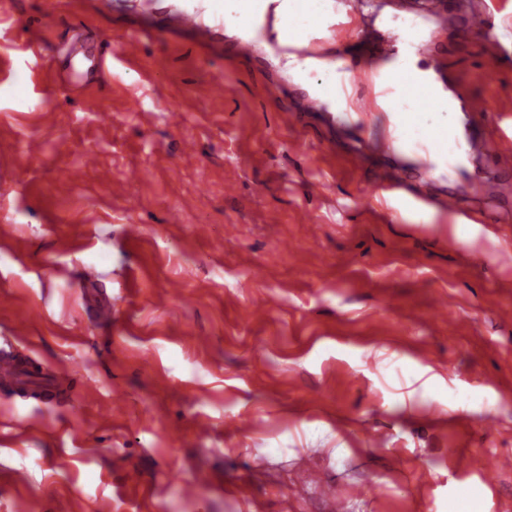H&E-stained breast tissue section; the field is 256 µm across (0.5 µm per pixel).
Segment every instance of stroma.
Instances as JSON below:
<instances>
[{"label": "stroma", "mask_w": 512, "mask_h": 512, "mask_svg": "<svg viewBox=\"0 0 512 512\" xmlns=\"http://www.w3.org/2000/svg\"><path fill=\"white\" fill-rule=\"evenodd\" d=\"M447 2L432 58L465 132L484 107L512 135V0ZM168 5L0 0V334L43 367L0 382V512L512 507L486 467L512 459V155L433 177L381 114L308 111L262 47L169 36ZM364 5L334 51L367 64L376 20L421 8ZM78 30L88 55L141 35L134 65L56 83Z\"/></svg>", "instance_id": "stroma-1"}]
</instances>
